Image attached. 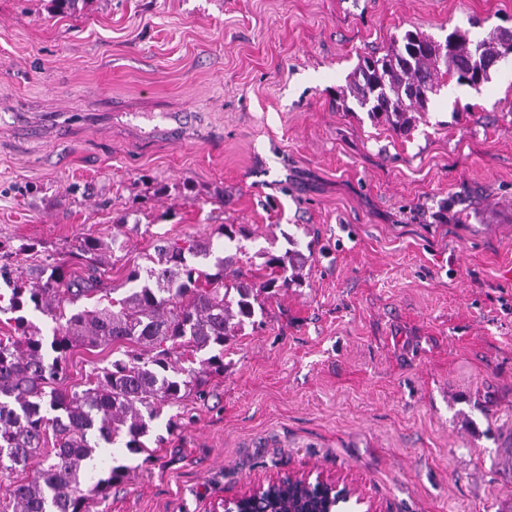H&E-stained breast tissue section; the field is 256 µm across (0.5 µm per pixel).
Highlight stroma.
<instances>
[{
    "mask_svg": "<svg viewBox=\"0 0 512 512\" xmlns=\"http://www.w3.org/2000/svg\"><path fill=\"white\" fill-rule=\"evenodd\" d=\"M0 0V255L107 283L158 240L241 224L261 294L224 371L164 408L91 512H224L276 473L339 474L380 512H512V62L448 82L395 133L336 103L416 27L512 30V0ZM74 345L63 390L124 357Z\"/></svg>",
    "mask_w": 512,
    "mask_h": 512,
    "instance_id": "stroma-1",
    "label": "stroma"
}]
</instances>
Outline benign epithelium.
I'll use <instances>...</instances> for the list:
<instances>
[{
	"mask_svg": "<svg viewBox=\"0 0 512 512\" xmlns=\"http://www.w3.org/2000/svg\"><path fill=\"white\" fill-rule=\"evenodd\" d=\"M288 483L291 489L279 496L274 490L283 484V476L258 479L239 497L224 501V512H251L263 495L276 508L285 499L293 502L296 509L289 512H377L357 486L340 476L319 473L313 479L309 473L291 474Z\"/></svg>",
	"mask_w": 512,
	"mask_h": 512,
	"instance_id": "benign-epithelium-1",
	"label": "benign epithelium"
}]
</instances>
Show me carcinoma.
<instances>
[{"instance_id":"obj_1","label":"carcinoma","mask_w":512,"mask_h":512,"mask_svg":"<svg viewBox=\"0 0 512 512\" xmlns=\"http://www.w3.org/2000/svg\"><path fill=\"white\" fill-rule=\"evenodd\" d=\"M512 58V30L496 29L473 40L458 29L436 41L414 27L391 40L380 56H365L354 69L342 102L353 100L373 119L407 131L445 78L474 89L489 82L490 65ZM222 254L209 240L163 241L147 268L131 270L127 294L93 310L77 302L105 291L100 271L101 242L85 238L80 256L90 262L87 276L67 278L52 263L37 278L24 279L7 265L0 281L9 289L14 333L0 336V512H88V501L105 494L126 476L112 467L105 478L85 483L84 464L99 441L126 438L125 448L145 447L152 422L167 404L180 401L203 376L224 372V344L253 322L261 292L288 289L303 279L305 260L297 252L267 254L270 274L257 281L232 268L243 251L240 224H221ZM74 306L67 314L62 304ZM54 323L51 340L24 313ZM125 343L124 359L97 369L86 389H60L67 354L74 344ZM207 352L199 367L182 366L188 353ZM53 448L45 450L48 440ZM36 464L31 475L11 479Z\"/></svg>"}]
</instances>
